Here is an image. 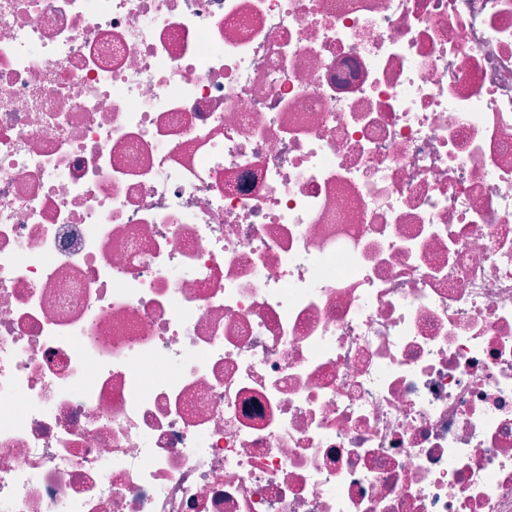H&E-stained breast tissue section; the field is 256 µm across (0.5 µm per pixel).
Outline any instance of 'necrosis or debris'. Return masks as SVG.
Listing matches in <instances>:
<instances>
[{
	"mask_svg": "<svg viewBox=\"0 0 512 512\" xmlns=\"http://www.w3.org/2000/svg\"><path fill=\"white\" fill-rule=\"evenodd\" d=\"M0 512H512V0H0Z\"/></svg>",
	"mask_w": 512,
	"mask_h": 512,
	"instance_id": "obj_1",
	"label": "necrosis or debris"
}]
</instances>
